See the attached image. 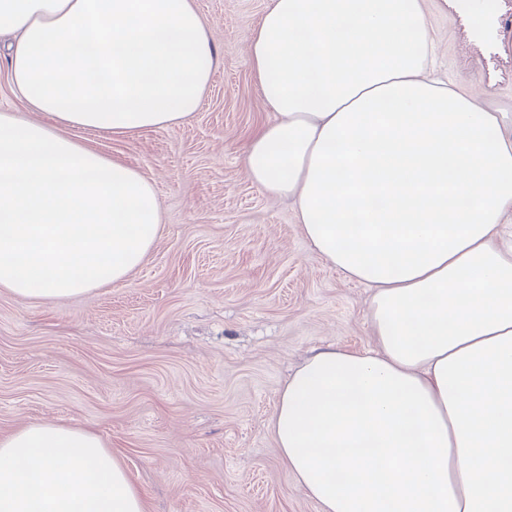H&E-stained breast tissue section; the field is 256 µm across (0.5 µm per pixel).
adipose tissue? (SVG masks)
Returning a JSON list of instances; mask_svg holds the SVG:
<instances>
[{
    "label": "adipose tissue",
    "instance_id": "ef3b65f1",
    "mask_svg": "<svg viewBox=\"0 0 512 512\" xmlns=\"http://www.w3.org/2000/svg\"><path fill=\"white\" fill-rule=\"evenodd\" d=\"M0 289L123 283L161 232L154 184L67 129L197 112L217 57L194 0H0ZM424 0H270L250 41L275 119L243 147L313 251L372 288V347L310 356L271 431L321 512H512V114L437 84ZM0 512H145L82 427L0 437ZM0 112H17L30 120H45L41 112H34L12 89L4 54H0Z\"/></svg>",
    "mask_w": 512,
    "mask_h": 512
}]
</instances>
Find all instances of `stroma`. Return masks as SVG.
<instances>
[{
  "label": "stroma",
  "instance_id": "1",
  "mask_svg": "<svg viewBox=\"0 0 512 512\" xmlns=\"http://www.w3.org/2000/svg\"><path fill=\"white\" fill-rule=\"evenodd\" d=\"M194 2L220 59L200 110L131 138L71 132L154 183L160 237L121 284L53 305L0 290V436L83 425L146 512H321L270 421L308 356L371 345L370 291L244 168V143L273 118L248 51L269 0ZM425 23L437 77L512 113V31L475 38L443 0H425Z\"/></svg>",
  "mask_w": 512,
  "mask_h": 512
}]
</instances>
